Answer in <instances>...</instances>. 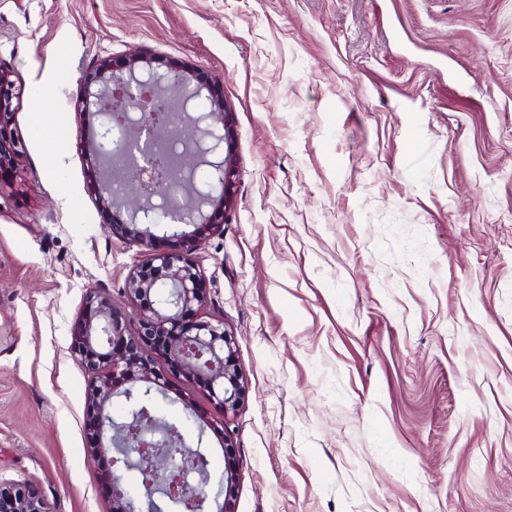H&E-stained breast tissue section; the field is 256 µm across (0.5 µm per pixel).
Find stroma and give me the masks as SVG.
<instances>
[{
	"label": "stroma",
	"instance_id": "obj_1",
	"mask_svg": "<svg viewBox=\"0 0 512 512\" xmlns=\"http://www.w3.org/2000/svg\"><path fill=\"white\" fill-rule=\"evenodd\" d=\"M135 52L218 78L232 114L234 202L197 263L236 411L154 356V411L201 444L206 492L512 512V0H0L25 143L0 188V480L51 512L143 492L71 350L87 289L127 304L145 258L111 233L77 109L82 68Z\"/></svg>",
	"mask_w": 512,
	"mask_h": 512
}]
</instances>
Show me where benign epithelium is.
I'll list each match as a JSON object with an SVG mask.
<instances>
[{"instance_id":"7a95c632","label":"benign epithelium","mask_w":512,"mask_h":512,"mask_svg":"<svg viewBox=\"0 0 512 512\" xmlns=\"http://www.w3.org/2000/svg\"><path fill=\"white\" fill-rule=\"evenodd\" d=\"M81 111L99 119L98 138L85 146L87 161L99 174L97 193L113 213L112 236L137 242L148 258L132 272L126 293L138 304L126 310L99 288L87 290L89 316L72 340L79 363L99 382L92 402L95 435L110 434L113 462L141 475L142 497L128 500L120 512H145L158 498L183 506L186 512H224L220 495L209 497L189 481L206 472L201 449L189 448L178 428L152 411L161 386L118 392L112 378L133 368L152 373L153 353L163 351L171 368L196 379L224 412L236 410L241 377L231 364V341L224 326L194 319L205 299L201 271L194 260L199 250L196 231L172 234L180 248L159 250L158 225L203 226L213 232L224 223L234 193L230 112L195 69L172 61L164 70L153 67L147 53L118 62L103 57L81 71ZM20 91L0 67V184L13 179L24 142L14 115ZM174 106L186 116L172 140L181 144L182 173L170 192L174 172L168 157L156 154L150 165L122 162L126 147L148 129L159 136L155 113ZM137 330L125 333L126 324ZM124 399L127 412L114 414V399ZM0 512H49L47 504L17 483L0 482Z\"/></svg>"}]
</instances>
